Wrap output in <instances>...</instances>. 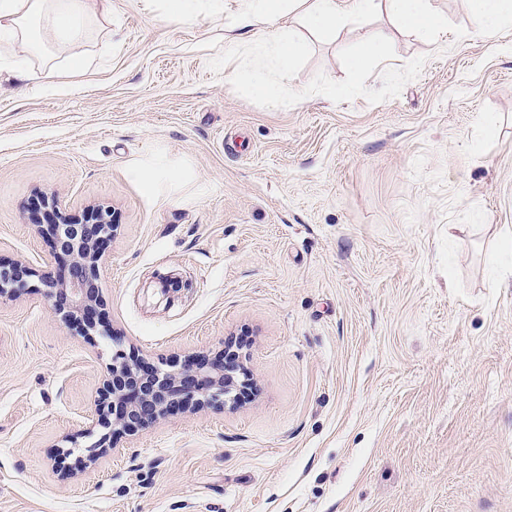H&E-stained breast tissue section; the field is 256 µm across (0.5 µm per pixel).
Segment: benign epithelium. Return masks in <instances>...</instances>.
<instances>
[{
    "label": "benign epithelium",
    "instance_id": "obj_1",
    "mask_svg": "<svg viewBox=\"0 0 512 512\" xmlns=\"http://www.w3.org/2000/svg\"><path fill=\"white\" fill-rule=\"evenodd\" d=\"M31 224L60 251L61 268L40 274L22 264L0 265V297L27 290L30 278L36 276L52 310L90 335L100 326L102 246L118 225L105 209L73 214L53 195L41 197ZM239 359L232 342L224 347L223 355L199 354L176 370L150 366L133 353L116 351L97 408V423L104 433L88 446L89 461L112 448L114 435L146 428L171 411L235 403L243 388V382L233 376Z\"/></svg>",
    "mask_w": 512,
    "mask_h": 512
}]
</instances>
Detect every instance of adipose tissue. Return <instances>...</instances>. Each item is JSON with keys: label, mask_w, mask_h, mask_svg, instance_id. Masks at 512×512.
<instances>
[{"label": "adipose tissue", "mask_w": 512, "mask_h": 512, "mask_svg": "<svg viewBox=\"0 0 512 512\" xmlns=\"http://www.w3.org/2000/svg\"><path fill=\"white\" fill-rule=\"evenodd\" d=\"M243 11L226 15L224 31L236 40L253 29L265 36V47L253 65L239 73L253 95L277 102L285 89L295 54L303 47L304 31L323 32L342 22L347 13L375 8V0H245ZM295 4L297 23L285 25L287 4ZM386 10L403 26L430 34L445 28L443 16L430 0H385ZM112 34V0H0V61H38L41 86L57 96L69 95V83L59 81L62 69H84L89 62L88 35Z\"/></svg>", "instance_id": "adipose-tissue-1"}]
</instances>
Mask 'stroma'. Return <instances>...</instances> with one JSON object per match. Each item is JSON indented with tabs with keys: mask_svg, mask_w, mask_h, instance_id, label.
<instances>
[{
	"mask_svg": "<svg viewBox=\"0 0 512 512\" xmlns=\"http://www.w3.org/2000/svg\"><path fill=\"white\" fill-rule=\"evenodd\" d=\"M240 4L172 23L164 0H112L63 98L0 65V264L60 267L28 222L44 194L119 226L112 337L41 289L0 298V512H512V29L476 34L472 0H432L433 35L350 15L306 35L272 105L233 79L263 43L226 41ZM150 160L176 174L152 194L131 174ZM228 339L235 405L86 462L114 345L176 369ZM383 37L369 36L361 44L359 52L351 61L352 66L360 70L364 64L372 59L377 58L382 53Z\"/></svg>",
	"mask_w": 512,
	"mask_h": 512,
	"instance_id": "35a3bbf8",
	"label": "stroma"
}]
</instances>
